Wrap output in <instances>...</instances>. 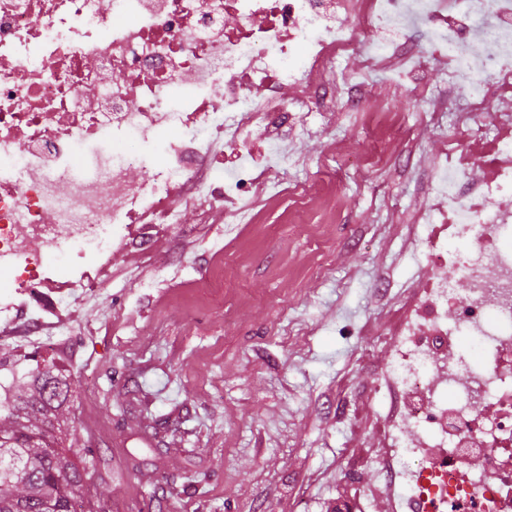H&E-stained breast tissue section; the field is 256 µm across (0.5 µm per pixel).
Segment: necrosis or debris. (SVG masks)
<instances>
[{"label":"necrosis or debris","instance_id":"obj_1","mask_svg":"<svg viewBox=\"0 0 512 512\" xmlns=\"http://www.w3.org/2000/svg\"><path fill=\"white\" fill-rule=\"evenodd\" d=\"M409 15L439 85L407 48ZM390 50L426 100L457 89L429 112L440 139L447 124L472 140L512 128L511 112L477 120L486 80L512 85V0H0V348L50 351L69 330L44 333L45 312L107 279L113 248L149 249L138 225L178 229L194 193L223 207L228 234L258 201L307 195L276 135L306 137L307 100L339 85V65L367 78ZM219 143L234 173L209 181ZM462 175L445 155L425 221L446 235L429 238L433 276L390 338L404 410L378 469L393 512H512V161L482 184L491 212L460 195Z\"/></svg>","mask_w":512,"mask_h":512}]
</instances>
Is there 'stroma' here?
<instances>
[{
	"mask_svg": "<svg viewBox=\"0 0 512 512\" xmlns=\"http://www.w3.org/2000/svg\"><path fill=\"white\" fill-rule=\"evenodd\" d=\"M401 63L352 76L357 106L337 91L311 136L284 142L311 177L342 143L347 177L261 204L231 242L223 210L197 195L180 234L145 261L115 253L109 280L51 316L74 328L52 360L72 374L68 431L94 447L93 490L112 512H336L359 487L369 512H391L369 465L387 452L390 418L373 390L405 302L433 275L421 215L444 148L467 162L474 199L496 157L462 132L440 142L392 78ZM380 113L408 114L415 129L365 169Z\"/></svg>",
	"mask_w": 512,
	"mask_h": 512,
	"instance_id": "stroma-1",
	"label": "stroma"
}]
</instances>
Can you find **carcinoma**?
<instances>
[{"instance_id": "obj_1", "label": "carcinoma", "mask_w": 512, "mask_h": 512, "mask_svg": "<svg viewBox=\"0 0 512 512\" xmlns=\"http://www.w3.org/2000/svg\"><path fill=\"white\" fill-rule=\"evenodd\" d=\"M24 378L0 415V512H102L105 499L83 491L93 484L94 449L61 450L52 434L73 403L69 376L48 361Z\"/></svg>"}]
</instances>
